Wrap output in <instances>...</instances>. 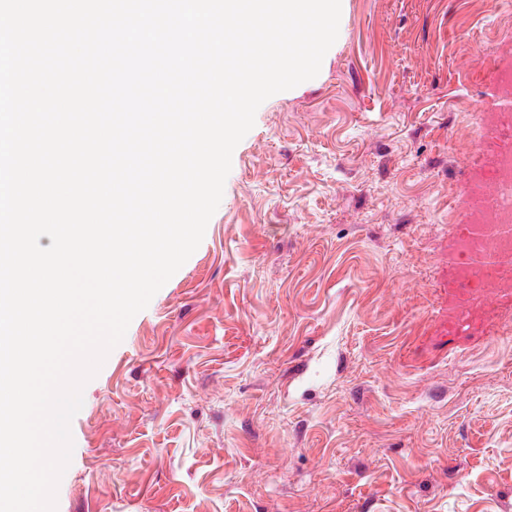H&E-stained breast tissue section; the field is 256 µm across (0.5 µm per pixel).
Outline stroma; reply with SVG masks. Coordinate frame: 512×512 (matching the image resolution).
I'll return each instance as SVG.
<instances>
[{
	"mask_svg": "<svg viewBox=\"0 0 512 512\" xmlns=\"http://www.w3.org/2000/svg\"><path fill=\"white\" fill-rule=\"evenodd\" d=\"M509 31L494 0H346L86 383L56 512H512V309L443 332Z\"/></svg>",
	"mask_w": 512,
	"mask_h": 512,
	"instance_id": "1",
	"label": "stroma"
}]
</instances>
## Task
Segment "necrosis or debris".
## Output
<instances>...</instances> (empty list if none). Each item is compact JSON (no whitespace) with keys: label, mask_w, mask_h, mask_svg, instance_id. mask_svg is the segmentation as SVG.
<instances>
[{"label":"necrosis or debris","mask_w":512,"mask_h":512,"mask_svg":"<svg viewBox=\"0 0 512 512\" xmlns=\"http://www.w3.org/2000/svg\"><path fill=\"white\" fill-rule=\"evenodd\" d=\"M476 149L469 156V187L462 205L470 232L456 231L448 244V330L479 332L492 303L512 306V109L493 104L475 113ZM493 252L498 262L477 268L472 256Z\"/></svg>","instance_id":"4bbe7bcc"}]
</instances>
